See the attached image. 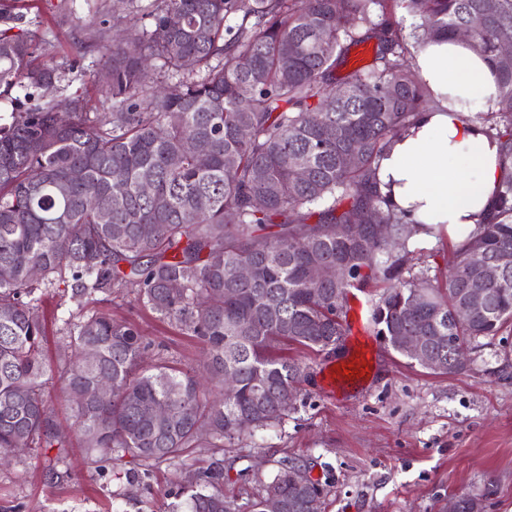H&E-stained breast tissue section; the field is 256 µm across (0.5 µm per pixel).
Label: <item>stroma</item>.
I'll list each match as a JSON object with an SVG mask.
<instances>
[{
  "instance_id": "35a3bbf8",
  "label": "stroma",
  "mask_w": 512,
  "mask_h": 512,
  "mask_svg": "<svg viewBox=\"0 0 512 512\" xmlns=\"http://www.w3.org/2000/svg\"><path fill=\"white\" fill-rule=\"evenodd\" d=\"M17 5L20 30L34 39L41 60L62 71L58 96H82L88 112L102 111L111 53L95 45L94 33L116 36L113 0H18ZM409 247L407 266L414 271L426 267L436 274L453 259L442 234L410 240ZM88 308L134 324L151 341L143 366L163 358L183 370L201 371L203 343L159 319L135 290L97 295ZM37 313L45 331L44 358L56 364L64 322L80 312L50 293ZM357 342L348 335L333 350L276 346V354L297 361L302 370L282 420L220 448L190 449L184 464H156L142 482H127L126 472L141 467L129 457L113 467L110 478H99L75 436L61 453L62 479L45 476L56 449L11 459L0 466V512H164L184 470L202 471L216 462L224 470L225 497L237 512H251L288 460L302 465L323 489V512H448L449 500L462 494L484 495L485 512H512V326L471 349L469 367L460 374L431 373L376 340L365 385L329 391L325 368L350 354Z\"/></svg>"
}]
</instances>
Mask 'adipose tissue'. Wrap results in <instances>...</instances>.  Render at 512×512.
Returning a JSON list of instances; mask_svg holds the SVG:
<instances>
[{
  "label": "adipose tissue",
  "mask_w": 512,
  "mask_h": 512,
  "mask_svg": "<svg viewBox=\"0 0 512 512\" xmlns=\"http://www.w3.org/2000/svg\"><path fill=\"white\" fill-rule=\"evenodd\" d=\"M412 64L441 106L419 113L394 140L380 162L379 187L418 237L435 230L459 245L496 207L499 145L485 126L468 119L493 109L496 85L484 59L459 37L426 43Z\"/></svg>",
  "instance_id": "1"
}]
</instances>
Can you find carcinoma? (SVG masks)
<instances>
[{
    "instance_id": "1",
    "label": "carcinoma",
    "mask_w": 512,
    "mask_h": 512,
    "mask_svg": "<svg viewBox=\"0 0 512 512\" xmlns=\"http://www.w3.org/2000/svg\"><path fill=\"white\" fill-rule=\"evenodd\" d=\"M485 2L154 0L149 30L114 17L125 36L112 44L109 111L94 119L83 98L54 95L58 67L37 61L34 40L12 33L21 17L0 8V87L47 97L0 124V455L67 447L47 391L55 372L102 477L126 456L176 462L191 448H222L288 412L300 366L272 348L336 345L348 295L364 288L383 287L371 321L390 347L403 332L471 345L512 325V270L495 282L478 277L484 262L512 251V58L501 53L512 0H495L470 38L497 81L496 109L471 117L502 148L497 207L455 247L445 275L402 276L411 236L377 182L395 138L439 106L405 63L394 15L419 20L422 45L457 36ZM371 39L372 68L336 78L349 46ZM352 147L359 161L346 167L340 157ZM298 165L307 179L294 177ZM365 224L388 225L390 239L360 234ZM242 264L253 267L248 280L236 276ZM317 264L341 265V279L312 282ZM124 288L204 343L202 372L141 366L150 343L101 311L65 320L58 365L46 364L41 293L58 290L82 309ZM466 288L489 289L491 304L457 322L451 309ZM417 291L425 301L406 317L402 301ZM229 366L237 385L226 390ZM160 403L171 409L163 422L149 417ZM295 467L282 466L266 492L281 496L284 512H310L322 491L296 485ZM223 479L218 463L189 474L166 512H235L217 489Z\"/></svg>"
}]
</instances>
